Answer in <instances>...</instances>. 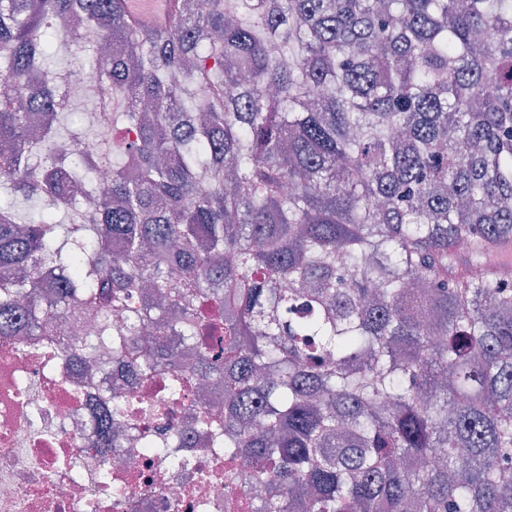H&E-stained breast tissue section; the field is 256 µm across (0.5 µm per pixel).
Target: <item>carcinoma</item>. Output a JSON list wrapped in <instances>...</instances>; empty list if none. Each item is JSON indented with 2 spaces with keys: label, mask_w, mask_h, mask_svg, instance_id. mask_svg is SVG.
Here are the masks:
<instances>
[{
  "label": "carcinoma",
  "mask_w": 512,
  "mask_h": 512,
  "mask_svg": "<svg viewBox=\"0 0 512 512\" xmlns=\"http://www.w3.org/2000/svg\"><path fill=\"white\" fill-rule=\"evenodd\" d=\"M204 2L142 30L117 0H0V182L64 217L0 204V334L79 308L88 371L174 394L177 337L224 382L197 429L272 487L256 512H512V0ZM62 26L112 42V142L76 165L37 37Z\"/></svg>",
  "instance_id": "obj_1"
}]
</instances>
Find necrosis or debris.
<instances>
[{
  "mask_svg": "<svg viewBox=\"0 0 512 512\" xmlns=\"http://www.w3.org/2000/svg\"><path fill=\"white\" fill-rule=\"evenodd\" d=\"M86 320L77 308L57 320L62 346L55 350L27 336H0V512H252L246 461L228 481L223 459L200 438L164 458L151 450L216 401L197 386L173 401L164 375L125 384L127 444L93 447L92 407L123 382L115 368L90 374L67 362L66 348L88 337ZM160 402L166 413L153 412Z\"/></svg>",
  "mask_w": 512,
  "mask_h": 512,
  "instance_id": "4bbe7bcc",
  "label": "necrosis or debris"
}]
</instances>
